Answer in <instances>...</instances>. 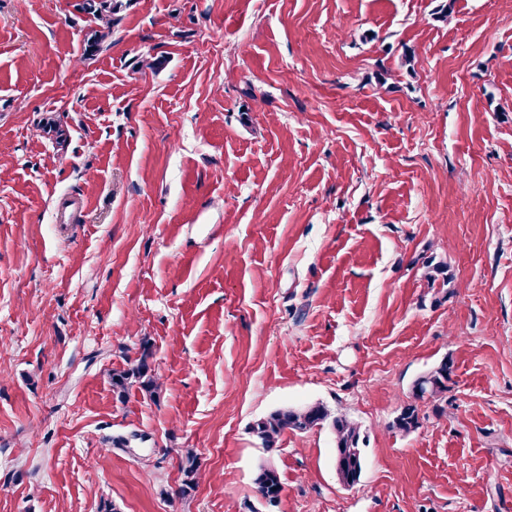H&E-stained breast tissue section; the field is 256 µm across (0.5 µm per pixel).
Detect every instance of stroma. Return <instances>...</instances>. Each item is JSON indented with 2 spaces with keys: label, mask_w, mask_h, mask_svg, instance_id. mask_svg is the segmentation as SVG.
Listing matches in <instances>:
<instances>
[{
  "label": "stroma",
  "mask_w": 512,
  "mask_h": 512,
  "mask_svg": "<svg viewBox=\"0 0 512 512\" xmlns=\"http://www.w3.org/2000/svg\"><path fill=\"white\" fill-rule=\"evenodd\" d=\"M79 2L0 0V512H512V0ZM122 7L121 0H83L80 8L93 15L98 29L93 31L88 39V51L90 53L101 49L103 42L108 37L114 23V16ZM152 356L150 348L142 347L140 357L126 369L113 371L112 391L119 398H123L134 386L149 395L158 389V377L152 370L149 359ZM452 364L443 359L428 373L418 377L412 386L413 396L416 400L435 399L448 390V381L451 379ZM328 423L334 433L335 464L337 475L344 485L360 482L364 454L361 445L364 437L357 423L347 416L331 417L320 404L304 407H283L255 420L250 432L261 447L269 453L278 451V443L286 431L304 433ZM180 469L183 474V480L178 493L182 498H185L194 491L200 478L198 458L194 451L186 450L181 458ZM258 492L270 505H275L282 494L283 483L273 465H261L254 479ZM276 487V490H273Z\"/></svg>",
  "instance_id": "1"
}]
</instances>
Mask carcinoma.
I'll list each match as a JSON object with an SVG mask.
<instances>
[{
	"instance_id": "obj_1",
	"label": "carcinoma",
	"mask_w": 512,
	"mask_h": 512,
	"mask_svg": "<svg viewBox=\"0 0 512 512\" xmlns=\"http://www.w3.org/2000/svg\"><path fill=\"white\" fill-rule=\"evenodd\" d=\"M122 7V0H83L80 8L93 15L98 29L88 39V51L93 53L101 49L114 23V16ZM425 277L428 282L442 280L448 286L452 278L448 277V264L444 261L430 259L426 265ZM150 348L142 347L140 357L126 369L112 372V391L122 398L132 387L151 395L158 389V377L152 370L149 359ZM452 364L443 359L428 373L418 377L412 386L416 400L435 399L448 391L451 379ZM329 424L334 433L336 472L345 485H356L360 482L364 454L362 445L364 438L357 423L346 416H331L327 408L320 404L304 407H283L269 415L255 420L250 425V432L268 453L278 450V443L287 431L304 433L324 424ZM420 426L419 408L409 403L402 408L393 422V428L408 433ZM180 469L183 474L179 495L186 497L196 488L200 478L199 463L194 451L186 450L181 458ZM258 492L270 505L276 504L283 491V483L279 471L273 465H262L255 477Z\"/></svg>"
}]
</instances>
